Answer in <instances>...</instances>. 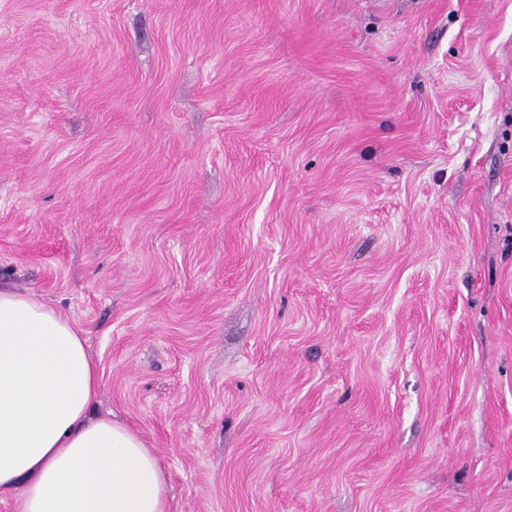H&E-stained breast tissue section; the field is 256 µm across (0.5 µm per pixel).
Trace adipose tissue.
Returning <instances> with one entry per match:
<instances>
[{
    "label": "adipose tissue",
    "instance_id": "obj_1",
    "mask_svg": "<svg viewBox=\"0 0 512 512\" xmlns=\"http://www.w3.org/2000/svg\"><path fill=\"white\" fill-rule=\"evenodd\" d=\"M99 392L82 328L0 287V496L19 493V512H168L157 457L96 414Z\"/></svg>",
    "mask_w": 512,
    "mask_h": 512
}]
</instances>
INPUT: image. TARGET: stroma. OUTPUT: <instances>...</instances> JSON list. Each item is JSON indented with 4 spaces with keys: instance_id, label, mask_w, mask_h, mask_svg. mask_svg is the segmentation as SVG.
<instances>
[{
    "instance_id": "obj_1",
    "label": "stroma",
    "mask_w": 512,
    "mask_h": 512,
    "mask_svg": "<svg viewBox=\"0 0 512 512\" xmlns=\"http://www.w3.org/2000/svg\"><path fill=\"white\" fill-rule=\"evenodd\" d=\"M372 2L0 0V283L169 512H512V0Z\"/></svg>"
}]
</instances>
